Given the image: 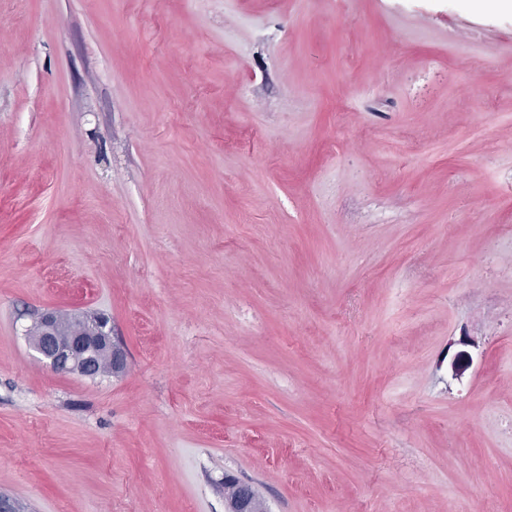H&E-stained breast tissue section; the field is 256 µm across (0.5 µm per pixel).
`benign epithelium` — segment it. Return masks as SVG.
I'll return each mask as SVG.
<instances>
[{
  "instance_id": "obj_1",
  "label": "benign epithelium",
  "mask_w": 512,
  "mask_h": 512,
  "mask_svg": "<svg viewBox=\"0 0 512 512\" xmlns=\"http://www.w3.org/2000/svg\"><path fill=\"white\" fill-rule=\"evenodd\" d=\"M59 315L45 311L38 318L41 331L29 337L30 347L37 358L56 372L77 373L95 377L99 374L98 357L105 354L114 374L125 370L127 356L118 339L112 335V326L103 316H77L81 330L68 336L57 332ZM225 512H258V498L253 487L243 481L236 482L235 495L225 500Z\"/></svg>"
}]
</instances>
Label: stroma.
<instances>
[{
	"instance_id": "35a3bbf8",
	"label": "stroma",
	"mask_w": 512,
	"mask_h": 512,
	"mask_svg": "<svg viewBox=\"0 0 512 512\" xmlns=\"http://www.w3.org/2000/svg\"><path fill=\"white\" fill-rule=\"evenodd\" d=\"M507 225L512 0H0V493L512 512ZM72 318L82 324L81 330L66 336L74 323L71 318L62 319L59 336L58 313L48 310L39 316L37 324L41 331L37 336L29 337L30 347L37 358L56 372L93 378L100 373L99 355L106 354L112 374L123 372L127 364L126 352L118 337L112 335L109 320L99 315ZM235 495L231 498L230 486L224 484V500L226 512H256L258 511V498L253 487L243 481L236 480Z\"/></svg>"
}]
</instances>
